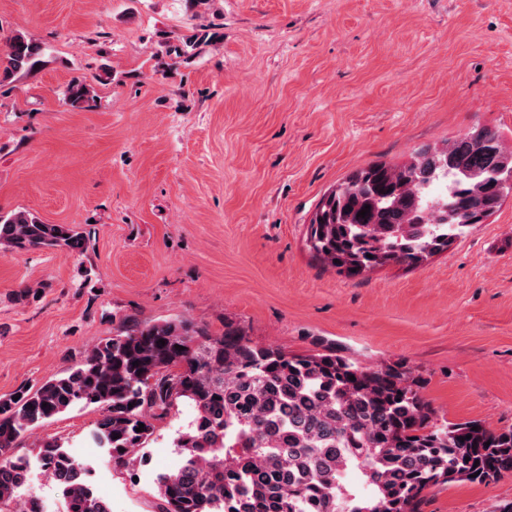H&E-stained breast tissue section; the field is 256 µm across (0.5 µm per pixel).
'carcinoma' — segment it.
Instances as JSON below:
<instances>
[{
	"label": "carcinoma",
	"mask_w": 512,
	"mask_h": 512,
	"mask_svg": "<svg viewBox=\"0 0 512 512\" xmlns=\"http://www.w3.org/2000/svg\"><path fill=\"white\" fill-rule=\"evenodd\" d=\"M43 55L24 33L8 37L0 85L39 67ZM92 93L83 80L69 84L66 97L76 106ZM482 131V145L472 130L403 164L349 173L319 200L309 249L346 277L421 265L447 250L473 216L493 215L512 195V147ZM86 248L67 224H46L28 210L0 215L3 255ZM181 398L196 415L175 442L177 462L156 476L162 512H416L433 487L512 472V429L437 422L406 369L362 367L333 350L290 356L254 344L232 323L214 334L177 317L123 326L66 373L0 399V512H46L26 494L36 469L61 492L66 512H112L86 467L57 441H42L32 457L16 454L18 441L94 405L102 411L95 444L127 465L153 434L156 412Z\"/></svg>",
	"instance_id": "1"
}]
</instances>
